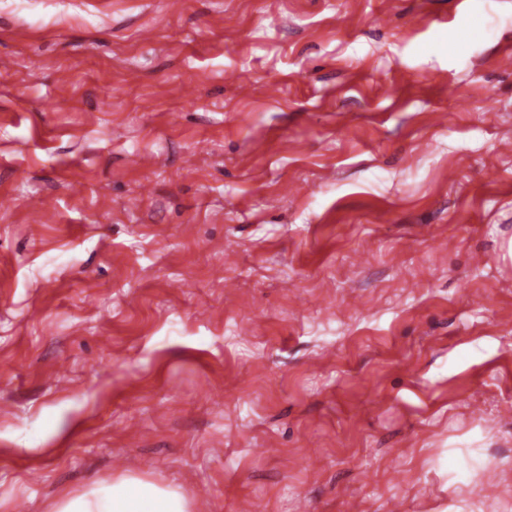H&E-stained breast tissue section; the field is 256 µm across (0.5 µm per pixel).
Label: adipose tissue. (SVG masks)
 Listing matches in <instances>:
<instances>
[{"mask_svg": "<svg viewBox=\"0 0 512 512\" xmlns=\"http://www.w3.org/2000/svg\"><path fill=\"white\" fill-rule=\"evenodd\" d=\"M56 512H189V496L180 488L123 476L63 498Z\"/></svg>", "mask_w": 512, "mask_h": 512, "instance_id": "adipose-tissue-1", "label": "adipose tissue"}]
</instances>
